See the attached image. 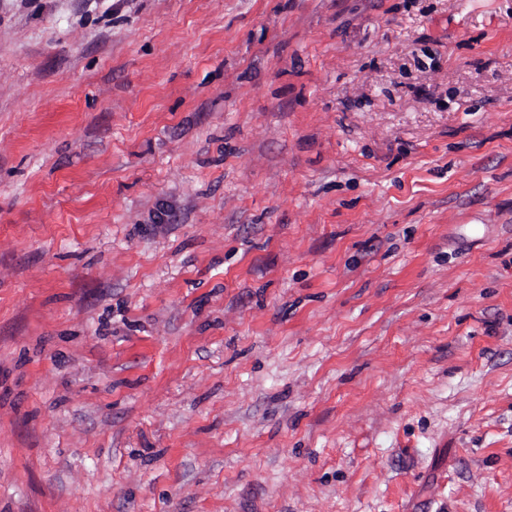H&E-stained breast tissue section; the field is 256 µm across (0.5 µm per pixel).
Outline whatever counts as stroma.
Listing matches in <instances>:
<instances>
[{
    "label": "stroma",
    "instance_id": "35a3bbf8",
    "mask_svg": "<svg viewBox=\"0 0 512 512\" xmlns=\"http://www.w3.org/2000/svg\"><path fill=\"white\" fill-rule=\"evenodd\" d=\"M0 512H512V0H0Z\"/></svg>",
    "mask_w": 512,
    "mask_h": 512
}]
</instances>
